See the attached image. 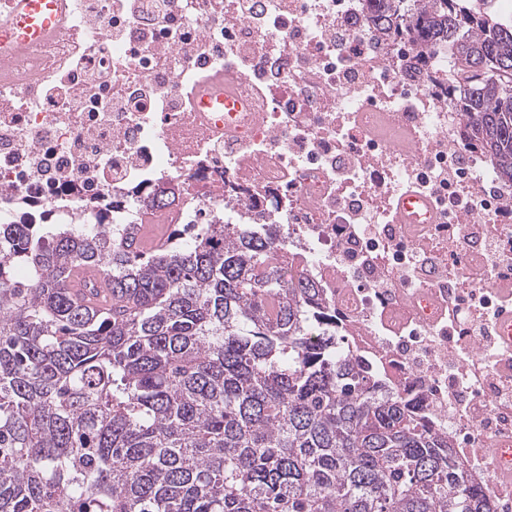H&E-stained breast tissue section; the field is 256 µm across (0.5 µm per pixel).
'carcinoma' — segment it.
Here are the masks:
<instances>
[{
    "label": "carcinoma",
    "mask_w": 512,
    "mask_h": 512,
    "mask_svg": "<svg viewBox=\"0 0 512 512\" xmlns=\"http://www.w3.org/2000/svg\"><path fill=\"white\" fill-rule=\"evenodd\" d=\"M368 2L420 59L448 47V108L512 183V24ZM162 238L0 224V512H491L414 398L344 354L304 256L258 223ZM81 265L110 307L72 301Z\"/></svg>",
    "instance_id": "carcinoma-1"
}]
</instances>
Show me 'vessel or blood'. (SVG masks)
Returning <instances> with one entry per match:
<instances>
[{"label":"vessel or blood","instance_id":"1","mask_svg":"<svg viewBox=\"0 0 512 512\" xmlns=\"http://www.w3.org/2000/svg\"><path fill=\"white\" fill-rule=\"evenodd\" d=\"M73 0H9L8 9L0 13V68L18 65L23 51L60 33L71 12ZM191 102L199 112H224L236 116L241 101L230 90L223 73L212 72L202 77L192 89ZM391 209L396 223L433 222L431 201L413 189L398 191ZM68 287L76 299L99 304L108 291L107 280L95 269L75 268Z\"/></svg>","mask_w":512,"mask_h":512}]
</instances>
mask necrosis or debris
I'll use <instances>...</instances> for the list:
<instances>
[{
    "label": "necrosis or debris",
    "mask_w": 512,
    "mask_h": 512,
    "mask_svg": "<svg viewBox=\"0 0 512 512\" xmlns=\"http://www.w3.org/2000/svg\"><path fill=\"white\" fill-rule=\"evenodd\" d=\"M76 0L69 31L0 81V223L139 221V188L194 200L182 218L273 225L336 310L356 361L385 370L512 512L485 441L512 439V356L482 325L512 282V184L462 145L447 50L409 66L365 24L367 0ZM220 65L243 101L233 140L200 121L180 74ZM169 105L155 111L158 95ZM437 221L394 223L403 184ZM373 232L355 233L360 217Z\"/></svg>",
    "instance_id": "obj_1"
}]
</instances>
